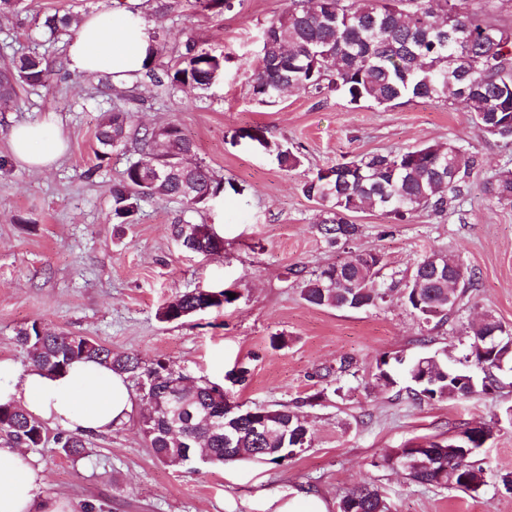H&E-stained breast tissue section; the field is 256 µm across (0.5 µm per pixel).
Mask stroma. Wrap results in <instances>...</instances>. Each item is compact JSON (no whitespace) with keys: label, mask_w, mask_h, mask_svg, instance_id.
Wrapping results in <instances>:
<instances>
[{"label":"stroma","mask_w":512,"mask_h":512,"mask_svg":"<svg viewBox=\"0 0 512 512\" xmlns=\"http://www.w3.org/2000/svg\"><path fill=\"white\" fill-rule=\"evenodd\" d=\"M26 2V11L0 15V70L13 57L37 54L51 73L42 86L0 101V359L23 366L27 353L16 333L38 321L218 384L244 364L249 377L229 386L231 400L246 408L288 405L307 417L311 434L309 447L278 466H168L146 444L144 403L132 378L128 420L90 437L87 457L68 458L51 442L32 454L45 476L36 502L64 500L73 512H275L298 491L337 512L343 497L368 483L391 512H512V489L502 483L512 473V362L497 371L494 390L452 401L413 400L400 372L390 386L377 378L385 353L410 359L443 349L458 360L465 328L482 316L512 327V203L486 188L512 169V142L484 135L461 105L430 99L384 111L296 89L275 103L257 102L249 76L264 27L287 0H233L222 12L197 10L191 0H144L148 27L168 33L156 73L179 66L189 38L223 57V73L206 90L173 89L145 76L118 87L105 75L73 73L66 37H50L44 18H80L103 0ZM116 103L132 111L137 126L177 124L196 160L223 178V195L191 212L177 201L150 199L136 223H114L110 189L142 157L130 145L103 153L96 139ZM47 119L67 152L49 168L28 169L12 157L10 132ZM255 129L298 151L301 165L284 170L274 153L238 136ZM448 142L478 152L482 165L446 218L422 213L391 224L366 209L353 214L360 233L348 245H328L319 235L322 208L302 192L317 170L360 153ZM183 219L211 225L223 251L185 252L172 235ZM366 251L383 257L385 274L399 276L441 251L475 272V285L440 325L422 322L398 288L363 310L303 300L302 283L314 270ZM196 288L232 290L238 299L179 322L158 319L162 304ZM275 336L284 345L272 346ZM345 359L352 365L343 373ZM477 423L491 430L478 451L485 480L479 492L419 485L384 463L396 449L452 438Z\"/></svg>","instance_id":"35a3bbf8"}]
</instances>
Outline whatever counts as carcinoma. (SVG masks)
<instances>
[{
    "instance_id": "carcinoma-1",
    "label": "carcinoma",
    "mask_w": 512,
    "mask_h": 512,
    "mask_svg": "<svg viewBox=\"0 0 512 512\" xmlns=\"http://www.w3.org/2000/svg\"><path fill=\"white\" fill-rule=\"evenodd\" d=\"M472 0H288L287 6L264 29L256 67L250 75L252 95L261 103H271L285 86L301 90L336 92L358 105L368 103L381 109L393 108L414 99L452 101L470 112L477 126L488 136L512 142V28L486 19L471 7ZM73 17L65 13L48 15L43 27L50 34L67 33ZM224 70V59L197 46L189 39L183 66L157 78L172 88L190 86L207 89ZM49 73L47 62L37 55H26L0 72V97L14 92V86L38 87ZM130 112L115 107L104 113L97 140L101 157L117 139L127 144L132 135ZM140 142L150 149L149 165L162 168L181 165L165 182L151 187L143 182L139 163L130 164L123 179L112 185V215L118 224H133L141 203L153 198L177 200L191 208L205 206L224 192V180L206 166L192 161L193 141L176 124L146 129ZM276 152L279 165L295 168L300 156L290 148L264 142ZM478 154L458 145L426 143L397 152H368L322 169L302 186L303 194L319 203L324 219L319 234L332 245L356 239L359 225L350 216L366 207L382 212L390 223L405 224L415 215L426 213L443 219L448 205L468 191L477 175ZM488 191L498 200L512 203V169L499 173ZM173 225L177 241L186 250L201 255L220 250L207 225ZM341 272H336V267ZM384 266L373 267L357 253L311 274L303 282L302 298L319 308L354 309L377 306L396 281L376 287ZM342 280L336 281V275ZM413 274L423 280L421 296L426 303L441 308L440 317L451 312L466 289L473 286L475 273L462 266L449 278L432 277L418 262ZM203 303V291L183 292L165 302L158 317L178 322ZM485 332L483 324L471 325L467 353L459 365L448 364V355L435 352L414 359L383 355L379 375L394 383V369L403 370L412 382L410 391L418 400L463 399L460 378L473 381L475 392H484L497 383L494 371L500 369V355L479 367L482 375L469 368V359H480L474 352L475 339ZM17 343L28 350V364L48 373L64 370L75 360L90 359L108 364L128 377H155V389L181 393L193 413L184 423H173L163 412L152 422L143 420L148 448L162 463L184 464L196 461L200 448L193 439L203 438L211 464L225 460L224 430L211 428L208 419L221 418L224 405L211 396V382L199 380L189 388L176 389L180 375L158 359L147 365L135 355L115 352L89 340L90 347L75 349L69 334L57 332L39 322L19 329ZM255 413L268 420H290L291 437L277 432L260 437L252 432L253 420L241 418L236 450L230 461L252 460L278 464L297 451L293 440L307 436L302 417L285 405H258ZM0 436L18 448H42L48 441L45 422L30 411L11 404H0ZM54 441L68 457L85 453L88 440L77 433L59 432ZM432 467L411 471L408 478L418 484L452 485L463 492H476L484 484L483 470L473 456L448 458V444L428 443ZM339 512H388L378 491L364 484L344 497Z\"/></svg>"
}]
</instances>
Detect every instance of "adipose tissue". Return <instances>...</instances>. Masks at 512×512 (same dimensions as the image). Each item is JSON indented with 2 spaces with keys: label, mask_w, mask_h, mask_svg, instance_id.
Wrapping results in <instances>:
<instances>
[{
  "label": "adipose tissue",
  "mask_w": 512,
  "mask_h": 512,
  "mask_svg": "<svg viewBox=\"0 0 512 512\" xmlns=\"http://www.w3.org/2000/svg\"><path fill=\"white\" fill-rule=\"evenodd\" d=\"M142 0H107L83 16L67 46L71 72L106 74L113 84L134 82L152 65L151 35L141 16ZM11 150L33 169L51 167L65 152L64 141L48 123L20 124L11 133ZM36 408L52 423L91 436L127 421L132 402L127 379L94 361L73 363L49 375L31 367L18 370L0 360V404ZM42 472L19 448L0 446V512H30Z\"/></svg>",
  "instance_id": "ef3b65f1"
}]
</instances>
